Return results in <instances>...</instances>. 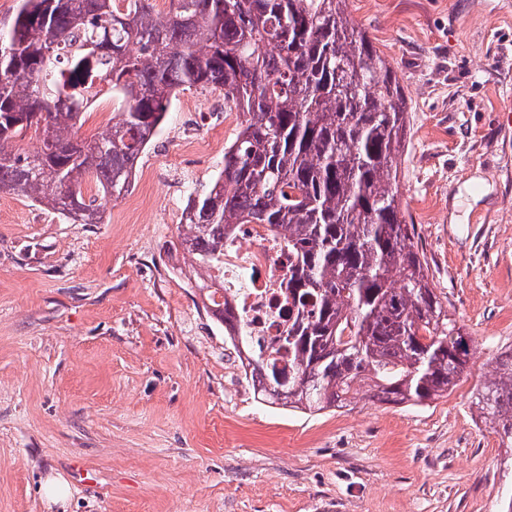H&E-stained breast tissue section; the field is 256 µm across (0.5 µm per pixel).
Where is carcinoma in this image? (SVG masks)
<instances>
[{"mask_svg":"<svg viewBox=\"0 0 512 512\" xmlns=\"http://www.w3.org/2000/svg\"><path fill=\"white\" fill-rule=\"evenodd\" d=\"M345 0H15L0 18V194L31 198L68 224H102L178 93L219 91L239 112L224 167L189 194L173 249L195 286L224 287V239L267 224L288 239V370L261 355L255 393L290 410L355 396L421 405L452 390L469 340L429 278L406 223L397 160L407 103L390 62L345 16ZM112 99V123L78 135ZM34 131L39 147L13 148ZM97 188L86 197L83 186ZM224 334L244 330L213 303ZM473 404L512 443V350ZM108 106L113 108L112 100L103 99L91 111L87 112L85 115V123L79 132L82 137H90L91 135L99 132L104 127V125H106V119L109 117L110 112L99 111L105 109Z\"/></svg>","mask_w":512,"mask_h":512,"instance_id":"obj_1","label":"carcinoma"}]
</instances>
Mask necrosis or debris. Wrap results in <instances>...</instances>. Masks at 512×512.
<instances>
[{"label":"necrosis or debris","mask_w":512,"mask_h":512,"mask_svg":"<svg viewBox=\"0 0 512 512\" xmlns=\"http://www.w3.org/2000/svg\"><path fill=\"white\" fill-rule=\"evenodd\" d=\"M288 248L265 224L236 225L224 245V297L243 319L252 349H277L279 367H287L288 351L281 348L295 316L288 304Z\"/></svg>","instance_id":"obj_1"}]
</instances>
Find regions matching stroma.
I'll list each match as a JSON object with an SVG mask.
<instances>
[{
  "label": "stroma",
  "instance_id": "obj_1",
  "mask_svg": "<svg viewBox=\"0 0 512 512\" xmlns=\"http://www.w3.org/2000/svg\"><path fill=\"white\" fill-rule=\"evenodd\" d=\"M346 14L404 91L401 204L473 341L467 376L424 406L255 399L171 249L240 122L223 94L186 90L104 223L0 196V512H503L512 447L472 400L512 350V0ZM48 475L65 504L42 499Z\"/></svg>",
  "mask_w": 512,
  "mask_h": 512
}]
</instances>
